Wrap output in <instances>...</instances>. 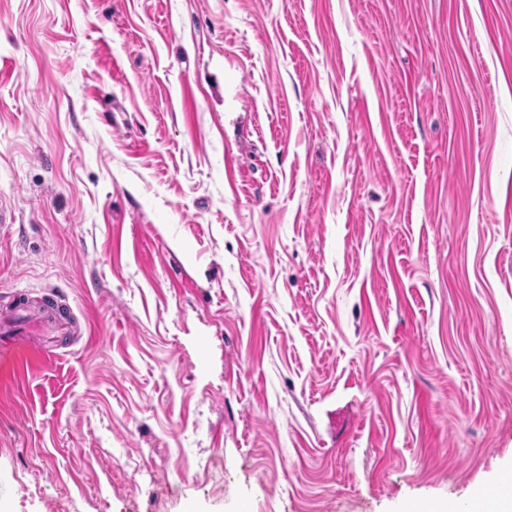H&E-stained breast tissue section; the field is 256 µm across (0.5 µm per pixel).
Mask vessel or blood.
I'll list each match as a JSON object with an SVG mask.
<instances>
[{"instance_id": "obj_1", "label": "vessel or blood", "mask_w": 512, "mask_h": 512, "mask_svg": "<svg viewBox=\"0 0 512 512\" xmlns=\"http://www.w3.org/2000/svg\"><path fill=\"white\" fill-rule=\"evenodd\" d=\"M45 311L47 324L56 327L59 335L82 340L87 334L73 314L63 294L52 289L40 300H33L29 292L13 291L0 297V358L8 360L13 368L27 366L26 337L36 311ZM462 512H512V491L497 494L475 493L461 506Z\"/></svg>"}]
</instances>
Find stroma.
<instances>
[{"mask_svg":"<svg viewBox=\"0 0 512 512\" xmlns=\"http://www.w3.org/2000/svg\"><path fill=\"white\" fill-rule=\"evenodd\" d=\"M0 202V512L512 485V0H0ZM38 308L47 316L42 322L56 327L59 336H72L71 344L87 336V328L73 314L63 294L56 289L44 293L35 301L28 291H11L0 296V358L6 359L15 369L28 364L27 349L30 325ZM51 314L48 315V311ZM47 313V314H46Z\"/></svg>","mask_w":512,"mask_h":512,"instance_id":"obj_1","label":"stroma"}]
</instances>
